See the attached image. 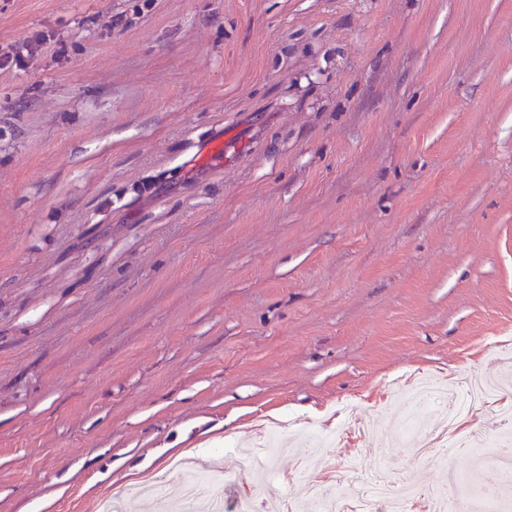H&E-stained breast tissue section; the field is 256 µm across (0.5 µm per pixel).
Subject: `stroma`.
<instances>
[{
	"label": "stroma",
	"mask_w": 512,
	"mask_h": 512,
	"mask_svg": "<svg viewBox=\"0 0 512 512\" xmlns=\"http://www.w3.org/2000/svg\"><path fill=\"white\" fill-rule=\"evenodd\" d=\"M0 512H95L258 422L512 376V0H0ZM222 152H211L215 138Z\"/></svg>",
	"instance_id": "stroma-1"
}]
</instances>
